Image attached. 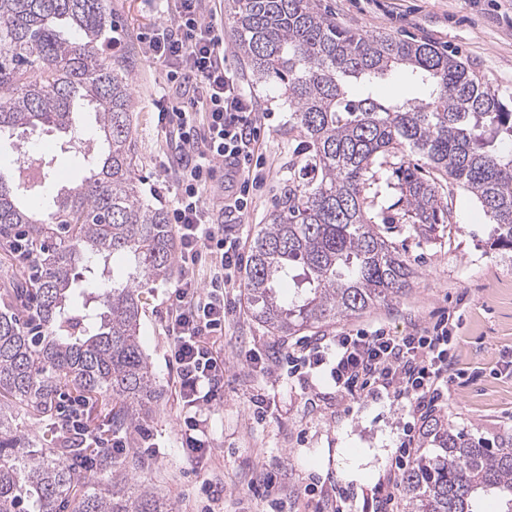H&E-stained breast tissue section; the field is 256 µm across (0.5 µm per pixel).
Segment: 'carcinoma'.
Here are the masks:
<instances>
[{
	"mask_svg": "<svg viewBox=\"0 0 512 512\" xmlns=\"http://www.w3.org/2000/svg\"><path fill=\"white\" fill-rule=\"evenodd\" d=\"M108 0H0V139L40 128L66 136L90 175L62 187L45 211L39 195L52 160L36 175L0 176V249L17 244L33 271L0 291V512H174L169 499L114 470L108 485L75 468L99 454L87 430L46 448L34 422L64 394L106 411L109 427L152 417L155 380L139 345L138 288L173 276L175 241L164 206L143 197L136 176L126 65L108 53ZM234 30L253 77L280 86L288 139L297 142L288 184L249 245L243 288L249 312L278 336H297L403 294L414 268L384 235L394 217L372 191L375 169L409 151L423 164L394 169L396 204L420 236L448 221L436 175L455 180L493 220L490 251L512 253V104L456 56L431 43L369 36L323 13L317 0H237ZM406 71L428 99L383 103L374 79ZM95 114L84 137L73 109ZM125 260L123 281L110 260ZM302 277L291 300L278 288ZM83 300L82 308L75 309ZM420 454L400 474L410 512H478L497 494L512 512V433L491 443L443 415L426 418ZM70 462H65V459Z\"/></svg>",
	"mask_w": 512,
	"mask_h": 512,
	"instance_id": "1",
	"label": "carcinoma"
}]
</instances>
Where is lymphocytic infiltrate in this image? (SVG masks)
I'll use <instances>...</instances> for the list:
<instances>
[{
    "mask_svg": "<svg viewBox=\"0 0 512 512\" xmlns=\"http://www.w3.org/2000/svg\"><path fill=\"white\" fill-rule=\"evenodd\" d=\"M172 5L173 22L158 26L148 51L168 70L170 85L156 101L157 120L162 130L175 133L180 154L169 222L181 278L169 299L168 361L176 370L183 407L180 444L186 460L196 465L211 448L200 416L221 401L224 387V360L205 339L223 335L229 317L224 292L239 286L243 264L241 237L215 221L203 194L216 178H224L239 187L225 198V210L244 211L250 187L241 178L262 170L266 161L254 149L259 129L253 99L224 63L223 39L207 0H172ZM205 260L213 274L204 285L195 271ZM453 327V316L443 315L402 336L383 327L350 330L289 353L288 359L307 376L328 368L337 392L346 396L385 391L409 399L410 419L391 463L398 472L411 461L419 420L444 398Z\"/></svg>",
    "mask_w": 512,
    "mask_h": 512,
    "instance_id": "f902f5d3",
    "label": "lymphocytic infiltrate"
}]
</instances>
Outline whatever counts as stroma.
Wrapping results in <instances>:
<instances>
[{
  "label": "stroma",
  "instance_id": "35a3bbf8",
  "mask_svg": "<svg viewBox=\"0 0 512 512\" xmlns=\"http://www.w3.org/2000/svg\"><path fill=\"white\" fill-rule=\"evenodd\" d=\"M343 26L369 35L390 34L429 42L467 61L480 81L512 97V0H318ZM224 34V58L239 74L257 103L260 136L256 145L266 159L265 181L244 214L224 215L229 229L251 240L275 209L288 182V107L274 84H256L233 37V0H213ZM118 40L113 54L129 72L134 112L137 174L143 191L160 190L170 206L178 177L174 136L157 125L154 106L167 86L164 67L152 63L147 41L168 18L152 0H109ZM61 136L41 132L24 144L0 142V176L12 179L18 164L40 169L38 143L54 145V161L42 187L52 198L62 186L79 181L86 170L77 157L59 151ZM442 200L452 203L449 224L424 241L402 224L388 230L417 272L409 291L387 304L298 336H276L253 319L243 289L228 291L237 310L214 347L224 358V398L207 412L211 455L201 465L186 463L178 435L182 405L175 390L176 371L167 362L171 338L167 298L175 281L140 289L141 349L161 397L153 418L141 429L123 432V470L134 481L169 497L176 512H271L251 486L262 471L274 472L288 512H316L307 495L311 484L335 489L343 512H405L400 499L380 505L379 487L401 436L407 400L382 393L350 398L338 393L326 370L308 378L288 372L289 351L320 336L356 328L385 326L402 336L434 322L443 312L460 320L452 349L448 393L438 409L457 426L492 437L512 430V264L489 253L492 224L479 203L452 179L439 180ZM259 348L272 355L266 372L253 371L245 353ZM265 394L264 415L254 413L253 396Z\"/></svg>",
  "mask_w": 512,
  "mask_h": 512
}]
</instances>
